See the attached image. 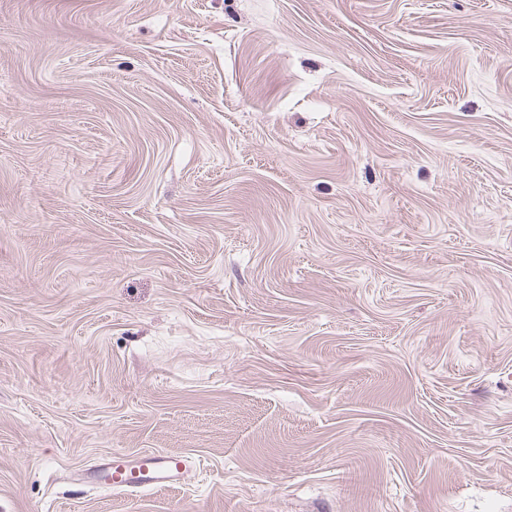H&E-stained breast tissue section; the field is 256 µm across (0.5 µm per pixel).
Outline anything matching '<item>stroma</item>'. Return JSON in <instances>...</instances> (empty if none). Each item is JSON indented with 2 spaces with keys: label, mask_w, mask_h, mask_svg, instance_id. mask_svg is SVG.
I'll use <instances>...</instances> for the list:
<instances>
[{
  "label": "stroma",
  "mask_w": 512,
  "mask_h": 512,
  "mask_svg": "<svg viewBox=\"0 0 512 512\" xmlns=\"http://www.w3.org/2000/svg\"><path fill=\"white\" fill-rule=\"evenodd\" d=\"M0 512H512V0H0ZM193 466V459L186 455L144 451L135 456L113 455L86 479L114 489L164 488L183 483Z\"/></svg>",
  "instance_id": "obj_1"
}]
</instances>
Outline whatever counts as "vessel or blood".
<instances>
[{"instance_id":"b4317fda","label":"vessel or blood","mask_w":512,"mask_h":512,"mask_svg":"<svg viewBox=\"0 0 512 512\" xmlns=\"http://www.w3.org/2000/svg\"><path fill=\"white\" fill-rule=\"evenodd\" d=\"M193 466L186 455L144 451L112 456L90 480L114 489L164 488L183 483Z\"/></svg>"}]
</instances>
